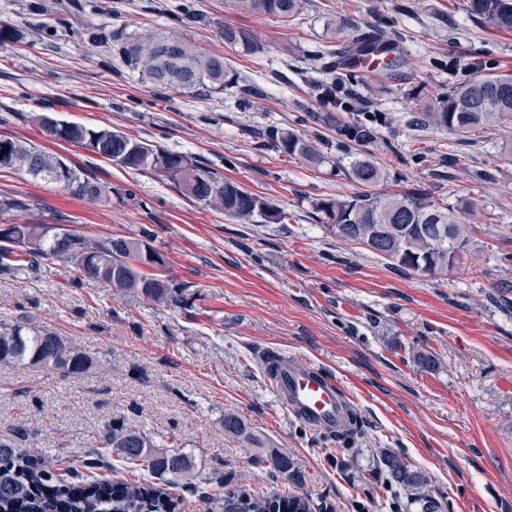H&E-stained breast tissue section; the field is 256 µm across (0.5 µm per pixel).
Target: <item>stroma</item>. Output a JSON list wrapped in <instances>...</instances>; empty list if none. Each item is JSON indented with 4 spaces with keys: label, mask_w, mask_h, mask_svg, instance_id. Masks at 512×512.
<instances>
[{
    "label": "stroma",
    "mask_w": 512,
    "mask_h": 512,
    "mask_svg": "<svg viewBox=\"0 0 512 512\" xmlns=\"http://www.w3.org/2000/svg\"><path fill=\"white\" fill-rule=\"evenodd\" d=\"M71 2L0 0V26L19 35L0 44V133L92 174L110 198L79 200L11 172H0V194L27 203L14 216L21 224L146 240L194 302L120 294L59 260L0 267V322L50 328L103 361L68 376L0 367V434L20 433L22 447L54 454L59 442L101 438L121 421L191 454L198 470L220 471L233 488L284 487L320 512H422L388 477L383 457L393 453L428 475L438 512H512V124L474 140L424 130L411 103L415 87L437 98L477 64L512 76V33L471 18L465 0H301L287 24L234 12L227 0H79L77 10ZM226 24L251 33L260 52L226 48ZM156 31L224 55L261 97L245 104L230 87L194 97L142 85L117 44ZM380 33L402 61L392 79L323 72L319 44L340 50ZM316 80L353 102L342 121L386 114L368 147L387 172L385 191L418 186L452 205L461 196L473 202L463 217L469 245L452 268L410 276L337 238L313 204L352 194L355 183L256 136L273 124L344 157L341 136L321 121L331 107L312 94ZM36 113L188 154L277 199L288 221L225 217L169 179L51 139L32 122ZM267 350L336 377L354 398L358 435L339 444L296 419L262 370ZM422 353L434 369L419 363ZM228 412L251 440L225 435ZM280 456L294 484L278 477Z\"/></svg>",
    "instance_id": "stroma-1"
}]
</instances>
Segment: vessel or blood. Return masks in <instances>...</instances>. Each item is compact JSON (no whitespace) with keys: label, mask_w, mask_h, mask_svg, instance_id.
Returning a JSON list of instances; mask_svg holds the SVG:
<instances>
[{"label":"vessel or blood","mask_w":512,"mask_h":512,"mask_svg":"<svg viewBox=\"0 0 512 512\" xmlns=\"http://www.w3.org/2000/svg\"><path fill=\"white\" fill-rule=\"evenodd\" d=\"M277 396L302 423L328 434L348 425L352 396L332 375L304 360L278 356L267 366Z\"/></svg>","instance_id":"obj_1"}]
</instances>
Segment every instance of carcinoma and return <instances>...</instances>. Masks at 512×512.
Masks as SVG:
<instances>
[{"mask_svg":"<svg viewBox=\"0 0 512 512\" xmlns=\"http://www.w3.org/2000/svg\"><path fill=\"white\" fill-rule=\"evenodd\" d=\"M238 12L269 17L281 22L295 20L300 0H231ZM466 12L489 22L501 32H512V0H466ZM224 44L243 53L260 50L249 32L226 25L220 30ZM117 54L128 69L138 73L142 84L167 88L192 96H211L238 83L237 73L224 56L199 51L190 42L152 33L128 37L118 43ZM45 133L57 140L77 145L87 153L105 156L113 163L133 171L153 173L171 179L183 196L213 205L224 215L242 224H284L288 213L272 198L251 193L239 185L217 177L180 152L139 140L110 127L57 122L46 115L33 117ZM375 119L336 122V132L349 143L365 146L377 139ZM417 125L446 130L459 136H478L512 122V77L487 73L477 75L448 89L432 106L425 105L415 116ZM263 135L281 154L319 167L330 158L305 135L270 125ZM125 145L119 158L105 148L109 140ZM0 171L25 172L48 184L62 186L70 195L99 200L104 189L94 178L65 164L55 154L20 138L0 135ZM347 175L361 190L314 203L320 223L335 229L336 237L369 249L400 270L414 275H433L451 268L469 244L464 212L473 209L465 198L450 206L431 199L419 187L401 195L375 191L386 179L385 171L367 155L349 149ZM29 204L15 197L0 195V217L28 209ZM58 225L11 224L10 241L0 242V262H34L56 259L71 264L78 276L102 282L117 291L139 292L174 303L184 302L181 293H172L169 280L145 268L163 267L161 253L147 261L143 253L153 250L145 240L113 238L90 240L70 232L72 242L58 238ZM63 374L89 373L102 366L97 353L73 344L56 332L29 324H0V365L36 367ZM224 433L246 434L242 419L224 415ZM20 433L0 438V512H176L173 490L194 491L197 485L191 457L177 450L162 449L153 438L132 427L109 425L98 440L99 446L84 449V444L67 440L62 448L68 477L57 473L60 457L32 454L18 442ZM116 457L129 468L141 470L162 481L157 485L145 479L133 484L112 483L96 477L94 469ZM390 478L407 488H419L428 477L414 471L397 455L384 461ZM208 483L217 488L209 496L210 512H272L273 503L284 512H312V501L295 495L272 498L265 492L251 493L229 487L224 475L214 472Z\"/></svg>","mask_w":512,"mask_h":512,"instance_id":"1","label":"carcinoma"}]
</instances>
